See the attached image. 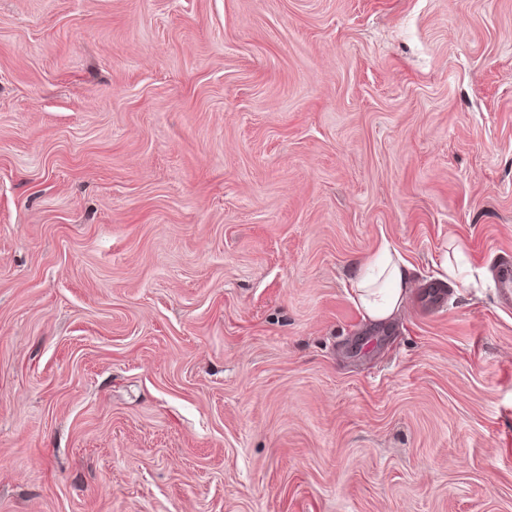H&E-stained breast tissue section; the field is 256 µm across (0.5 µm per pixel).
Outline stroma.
I'll list each match as a JSON object with an SVG mask.
<instances>
[{
	"label": "stroma",
	"mask_w": 512,
	"mask_h": 512,
	"mask_svg": "<svg viewBox=\"0 0 512 512\" xmlns=\"http://www.w3.org/2000/svg\"><path fill=\"white\" fill-rule=\"evenodd\" d=\"M505 254L512 0H0V512H512ZM356 268L350 288L366 319L382 322L404 309L412 288L411 266L398 250L383 244Z\"/></svg>",
	"instance_id": "35a3bbf8"
}]
</instances>
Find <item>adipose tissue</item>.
<instances>
[{
    "mask_svg": "<svg viewBox=\"0 0 512 512\" xmlns=\"http://www.w3.org/2000/svg\"><path fill=\"white\" fill-rule=\"evenodd\" d=\"M409 270L406 258L386 244L358 264L350 288L366 319L382 322L404 309L412 286Z\"/></svg>",
    "mask_w": 512,
    "mask_h": 512,
    "instance_id": "ef3b65f1",
    "label": "adipose tissue"
}]
</instances>
